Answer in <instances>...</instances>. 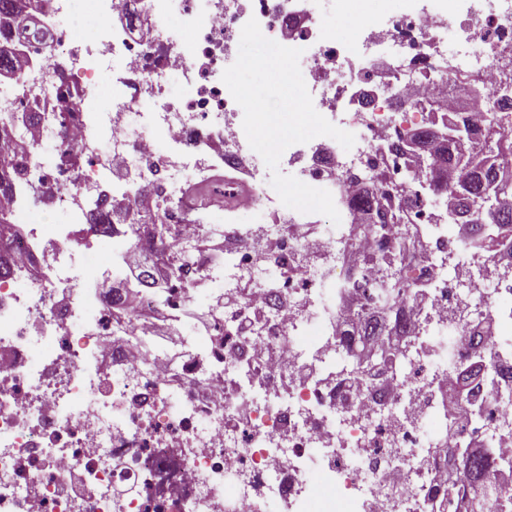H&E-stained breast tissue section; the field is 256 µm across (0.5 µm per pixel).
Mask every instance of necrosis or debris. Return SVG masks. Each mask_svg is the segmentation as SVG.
Instances as JSON below:
<instances>
[{
  "label": "necrosis or debris",
  "mask_w": 512,
  "mask_h": 512,
  "mask_svg": "<svg viewBox=\"0 0 512 512\" xmlns=\"http://www.w3.org/2000/svg\"><path fill=\"white\" fill-rule=\"evenodd\" d=\"M405 2L345 40L326 34L319 0H93L105 23L85 37L20 32L25 64L0 89L22 118L0 141L18 168L0 275V512H441L449 450L512 459V246L469 249L436 218L444 198L415 193V150L395 147L424 126L430 99H470L479 129L501 112L512 0ZM252 19L301 49L316 111L355 136L344 153H283L287 174L331 193L339 224L284 206L249 146L221 77ZM44 42L72 60L48 90L30 68ZM105 68L121 78L92 112ZM370 182L379 208L394 190L412 195L417 292L408 333L381 339L401 361L362 377L340 367V331L348 301L378 307V277L348 250L384 256L392 233L378 208L349 234L351 200ZM143 194L191 258L166 270L178 285L165 298L140 291L119 313L110 280L81 283L103 240L124 260L169 254L128 224ZM240 210L265 220L239 230ZM203 238L223 253L201 252ZM271 273L278 287L261 285ZM194 301L211 330L182 335L189 354L175 368L149 316Z\"/></svg>",
  "instance_id": "obj_1"
}]
</instances>
